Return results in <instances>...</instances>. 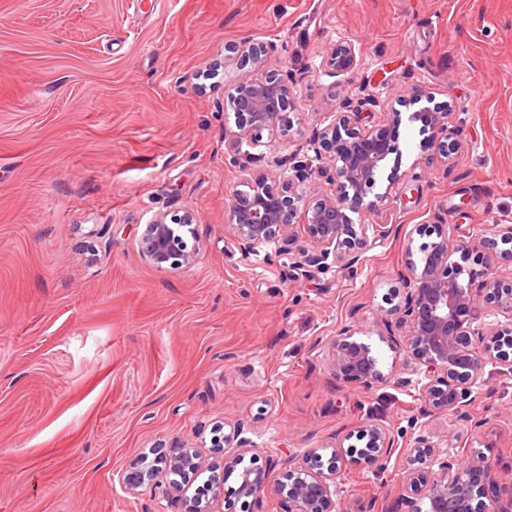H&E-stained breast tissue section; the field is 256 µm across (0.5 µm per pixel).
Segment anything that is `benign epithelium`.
<instances>
[{
	"mask_svg": "<svg viewBox=\"0 0 512 512\" xmlns=\"http://www.w3.org/2000/svg\"><path fill=\"white\" fill-rule=\"evenodd\" d=\"M224 60H231L238 77L224 96V111L235 116L238 144L251 148L262 145L253 135L257 130L285 132L294 125L292 88L288 80L268 69L275 47L271 43L245 38L224 48ZM357 65L355 45L340 41L326 56L325 66L341 75ZM419 122L432 138L420 144L422 165L434 164L429 150L434 141L443 148L441 158L458 146L457 132L448 127V110L428 105L409 114L394 108L386 123L367 127L359 110L330 113L316 155L323 165L312 170L297 166L299 178L324 174L336 185L335 192L311 201L298 189L292 177L272 170L245 172V189L233 190L224 209V229L234 238L244 258L263 256L271 260L283 252L297 259L298 268L322 269L360 264L366 247L398 232L393 224H357L352 215L377 212L388 192L376 193L381 177L388 184L402 179V151L392 131L403 121ZM394 156L388 174H383L389 156ZM194 214L189 210L159 215L145 225L140 237L143 257L159 270L190 268L201 259L202 246L194 237ZM304 235H299L297 227ZM415 232L429 238L418 248L407 245L406 293L399 303L378 309L374 323L392 338L405 333L408 376L399 380L418 390L420 417L410 423L408 442L374 421H366L359 436L365 447L356 451L357 460L376 473L388 468L394 455L407 465L438 466L428 478L417 470L406 476L403 490L410 494V512H487L481 502L484 485L495 480V472L481 458L467 466L458 463L456 439L433 441L419 418L452 412L470 419L469 409L488 393L486 367L512 376V225L500 224L482 237L483 251L454 239L446 224H418ZM459 259H452L453 255ZM481 270L474 271V266ZM481 282H476V278ZM361 333L352 320L337 331L331 346L329 365L338 382L371 389L385 380L370 345L356 339ZM243 422L224 435L226 448H251ZM177 454L160 458L151 467L140 464L125 470L120 481L129 490L156 488L159 474L170 476L168 487L187 493L189 474L199 471L196 449L183 444ZM344 461L343 443L332 447L327 468L322 455L312 448L295 462H289L285 482L277 492L294 503V512H336L333 488ZM237 474L235 493L257 499L267 490L265 474L243 465L242 454L224 458V468L212 472L209 495L184 498V512H214L213 503L224 494V478Z\"/></svg>",
	"mask_w": 512,
	"mask_h": 512,
	"instance_id": "obj_1",
	"label": "benign epithelium"
}]
</instances>
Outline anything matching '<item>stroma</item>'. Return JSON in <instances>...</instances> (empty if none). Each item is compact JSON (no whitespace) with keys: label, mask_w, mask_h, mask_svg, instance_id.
<instances>
[{"label":"stroma","mask_w":512,"mask_h":512,"mask_svg":"<svg viewBox=\"0 0 512 512\" xmlns=\"http://www.w3.org/2000/svg\"><path fill=\"white\" fill-rule=\"evenodd\" d=\"M245 37L277 46L297 114L251 151L224 113V48ZM344 39L358 62L335 76L324 60ZM416 91L449 105L460 145L365 214L398 236L309 279L285 254L242 258L224 207L243 169L315 162L328 113L359 104L371 127ZM184 209L202 258L157 270L144 226ZM418 224L456 225L473 247L512 225V0H0V512H183L121 473L181 442L201 454L199 489L224 462L215 428L240 422L269 491L224 495L215 512H292L277 491L289 459L342 438L363 447L367 417L405 431L417 412L397 383L405 342L382 339L373 313L403 298ZM354 315L387 377L368 392L328 365ZM490 387L470 409L481 428L426 421L497 470L487 504L512 497V379ZM405 470L344 462L337 506L407 512Z\"/></svg>","instance_id":"1"}]
</instances>
